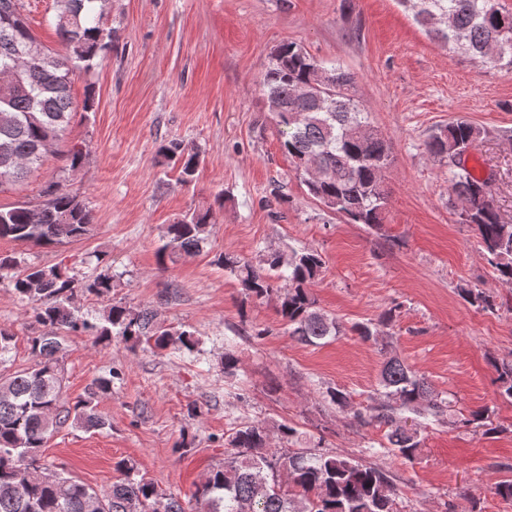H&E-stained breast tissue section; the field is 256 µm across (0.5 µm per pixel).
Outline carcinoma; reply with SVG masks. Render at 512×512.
Returning a JSON list of instances; mask_svg holds the SVG:
<instances>
[{
  "mask_svg": "<svg viewBox=\"0 0 512 512\" xmlns=\"http://www.w3.org/2000/svg\"><path fill=\"white\" fill-rule=\"evenodd\" d=\"M106 0H54L52 24L63 50L42 47L20 0H0V188L26 180L65 133L75 112L71 93L74 77L106 60L116 47V35L104 27ZM426 35L454 52L494 70L512 67V11L499 0H398ZM330 75V84L316 95L303 86L316 69ZM354 74L339 64L327 66L298 43L282 44L264 64L260 88L266 103L280 110L275 121L280 148L308 195L349 224L369 227L383 223L388 205L385 173L391 166L386 139L370 128L368 113L354 98ZM485 130L465 119L437 129L425 142L426 153L448 165V180L461 204L459 217L476 227L479 244L497 278L512 284V224L502 222L488 178L475 176L463 155ZM159 153L180 165V181H193L199 165L194 149L178 140ZM87 152L75 143L66 154L70 170L82 166ZM43 200L0 207V239L35 244L63 243L91 234L92 213L61 181L48 182ZM215 223L212 209L194 210L167 227L168 246L184 253L200 251L207 227ZM218 262L234 276L247 298L276 297V312L289 334L308 345H322L342 332L341 323L323 312L310 291L323 268L313 249L289 255L272 249L258 251V260L226 253ZM14 271L12 285L46 331L30 341L35 366L9 376L0 374V512H186L182 501L161 493L134 466L122 461V478L106 493L71 477L46 474L43 448L49 436L71 420L87 431L108 426L97 410L98 394L112 389V378L96 379L85 397L71 408L60 405L63 375L62 341L67 336H91L109 343L112 336L136 348H173L193 353L198 339L188 330H172L155 321L150 308L132 310L112 305L89 315L74 305L79 292L105 297L112 292V274L101 270L81 284L59 265L31 267L12 255H0V270ZM471 306L491 311L493 296L482 288H460ZM497 396L512 403V361H494ZM384 400L368 411L354 412L359 425L387 427L385 448L413 459L422 443L421 424L408 428L403 413L425 419L441 418L447 402L428 381L403 361L388 359L381 370ZM232 453L210 470L192 493L195 512H394L396 488L378 466L316 448L273 451L265 427L245 422L227 439Z\"/></svg>",
  "mask_w": 512,
  "mask_h": 512,
  "instance_id": "cac0c4a2",
  "label": "carcinoma"
}]
</instances>
